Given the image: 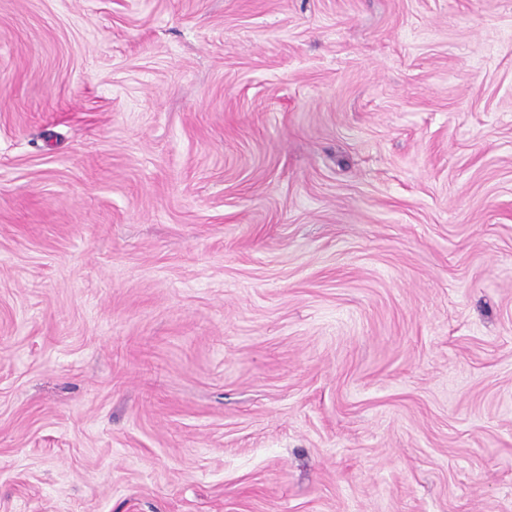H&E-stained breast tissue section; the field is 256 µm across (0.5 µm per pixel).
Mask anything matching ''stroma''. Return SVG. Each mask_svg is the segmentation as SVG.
Instances as JSON below:
<instances>
[{
	"mask_svg": "<svg viewBox=\"0 0 512 512\" xmlns=\"http://www.w3.org/2000/svg\"><path fill=\"white\" fill-rule=\"evenodd\" d=\"M0 512H512V0H0Z\"/></svg>",
	"mask_w": 512,
	"mask_h": 512,
	"instance_id": "obj_1",
	"label": "stroma"
}]
</instances>
